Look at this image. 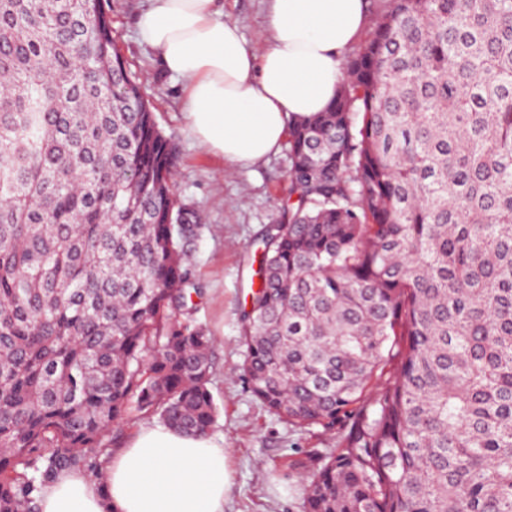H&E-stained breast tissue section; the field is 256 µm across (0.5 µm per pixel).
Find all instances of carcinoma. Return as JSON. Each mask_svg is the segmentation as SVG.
Returning <instances> with one entry per match:
<instances>
[{"label": "carcinoma", "instance_id": "cac0c4a2", "mask_svg": "<svg viewBox=\"0 0 512 512\" xmlns=\"http://www.w3.org/2000/svg\"><path fill=\"white\" fill-rule=\"evenodd\" d=\"M326 112L239 342L299 429L305 512H512V0H390ZM108 0H0V512H40L132 412L206 436L201 218Z\"/></svg>", "mask_w": 512, "mask_h": 512}]
</instances>
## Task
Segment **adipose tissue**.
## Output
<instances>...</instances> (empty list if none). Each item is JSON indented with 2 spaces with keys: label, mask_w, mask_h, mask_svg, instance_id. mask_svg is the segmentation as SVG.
I'll return each instance as SVG.
<instances>
[{
  "label": "adipose tissue",
  "mask_w": 512,
  "mask_h": 512,
  "mask_svg": "<svg viewBox=\"0 0 512 512\" xmlns=\"http://www.w3.org/2000/svg\"><path fill=\"white\" fill-rule=\"evenodd\" d=\"M269 38L252 45L218 0H148L139 34L184 84L188 128L207 150L247 166L283 143L288 122L326 111L345 80L342 54L369 21L367 0H268ZM106 486L61 473L41 512H224L223 446L164 425L133 434L105 465Z\"/></svg>",
  "instance_id": "1"
}]
</instances>
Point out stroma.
I'll list each match as a JSON object with an SVG mask.
<instances>
[{"instance_id":"35a3bbf8","label":"stroma","mask_w":512,"mask_h":512,"mask_svg":"<svg viewBox=\"0 0 512 512\" xmlns=\"http://www.w3.org/2000/svg\"><path fill=\"white\" fill-rule=\"evenodd\" d=\"M225 19L250 42L265 35L266 0H222ZM117 49L136 75L165 135L176 142V191L205 217L191 251L203 290L192 318L213 340L212 392L220 416L211 437L223 445L233 485L224 512H303V464L310 451L335 447L336 436L300 430L268 411L249 390L238 344L240 318L260 281L262 237L288 201V155L235 166L200 148L182 111L183 85L161 67L138 33L146 0H108Z\"/></svg>"}]
</instances>
